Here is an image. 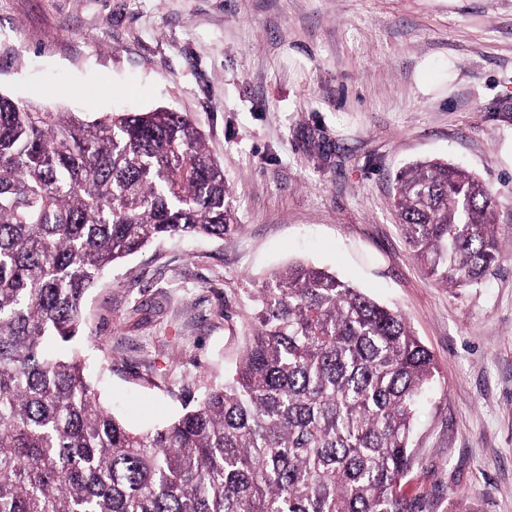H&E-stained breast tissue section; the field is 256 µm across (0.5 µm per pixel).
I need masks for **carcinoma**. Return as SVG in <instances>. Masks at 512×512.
Returning <instances> with one entry per match:
<instances>
[{
    "instance_id": "carcinoma-1",
    "label": "carcinoma",
    "mask_w": 512,
    "mask_h": 512,
    "mask_svg": "<svg viewBox=\"0 0 512 512\" xmlns=\"http://www.w3.org/2000/svg\"><path fill=\"white\" fill-rule=\"evenodd\" d=\"M394 207L444 285L499 261V201L476 174L413 162ZM234 224L187 114L90 120L0 92V512H411L435 356L401 311L310 263L249 292L243 356L172 420L138 432L100 401L75 349L88 290L151 243Z\"/></svg>"
}]
</instances>
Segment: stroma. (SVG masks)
Listing matches in <instances>:
<instances>
[{"label":"stroma","instance_id":"obj_1","mask_svg":"<svg viewBox=\"0 0 512 512\" xmlns=\"http://www.w3.org/2000/svg\"><path fill=\"white\" fill-rule=\"evenodd\" d=\"M0 91L90 118L187 113L224 167L237 227L154 243L87 294L90 380L129 426L223 380L249 290L309 261L435 355L414 512H512V0H0ZM423 159L500 201L480 285L439 283L405 242L393 176Z\"/></svg>","mask_w":512,"mask_h":512}]
</instances>
